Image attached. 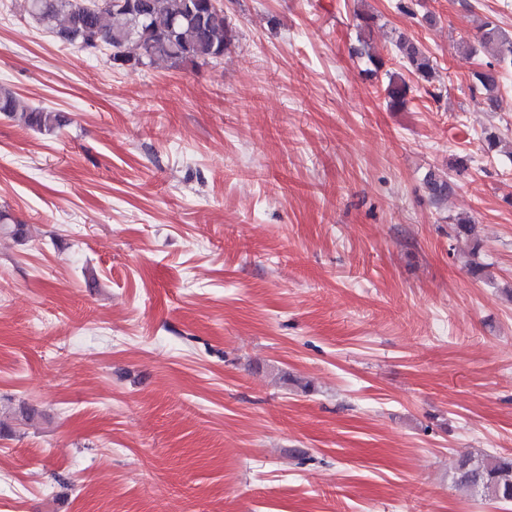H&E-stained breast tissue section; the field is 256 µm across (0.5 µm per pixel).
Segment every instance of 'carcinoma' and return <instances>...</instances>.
<instances>
[{
  "label": "carcinoma",
  "mask_w": 512,
  "mask_h": 512,
  "mask_svg": "<svg viewBox=\"0 0 512 512\" xmlns=\"http://www.w3.org/2000/svg\"><path fill=\"white\" fill-rule=\"evenodd\" d=\"M28 13L59 40L81 49L112 50L110 61L119 67H173L207 63L224 55L234 38L233 28L210 10L209 0H25ZM477 44L460 39L458 51L465 59L477 53L492 58L474 74L475 87L491 112L500 107V64L512 65V35L486 17L478 26ZM402 65L429 82L435 74L433 60L404 35L395 41ZM394 110L407 102L405 79L392 77L385 88ZM0 114L39 132H54L64 125L61 116L0 89ZM430 197L440 201L451 191L448 181L429 178ZM456 486L501 502H512V455L463 454L453 467Z\"/></svg>",
  "instance_id": "cac0c4a2"
}]
</instances>
